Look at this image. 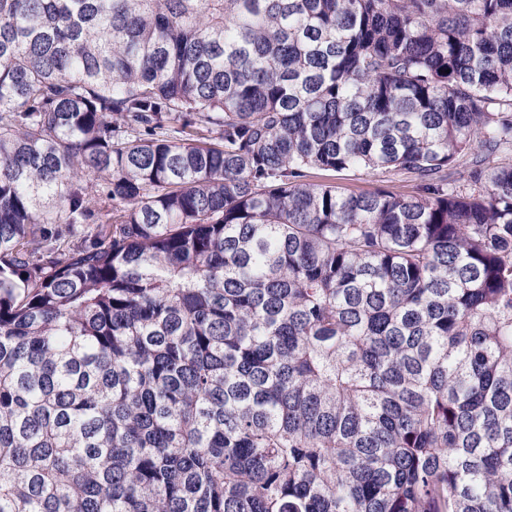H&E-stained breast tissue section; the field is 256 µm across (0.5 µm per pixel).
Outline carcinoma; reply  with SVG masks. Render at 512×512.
<instances>
[{
  "instance_id": "obj_1",
  "label": "carcinoma",
  "mask_w": 512,
  "mask_h": 512,
  "mask_svg": "<svg viewBox=\"0 0 512 512\" xmlns=\"http://www.w3.org/2000/svg\"><path fill=\"white\" fill-rule=\"evenodd\" d=\"M0 512H512V0H0ZM338 190L344 194H360L383 185L400 194H412L414 183L402 175L393 173H344L336 174L333 179Z\"/></svg>"
}]
</instances>
